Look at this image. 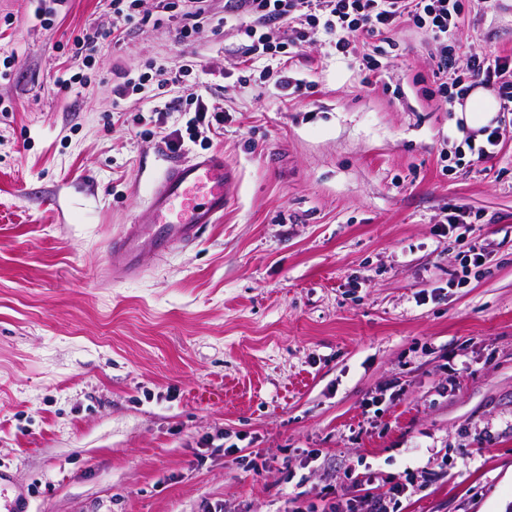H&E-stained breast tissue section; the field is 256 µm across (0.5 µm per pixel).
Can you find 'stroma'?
<instances>
[{
	"instance_id": "stroma-1",
	"label": "stroma",
	"mask_w": 512,
	"mask_h": 512,
	"mask_svg": "<svg viewBox=\"0 0 512 512\" xmlns=\"http://www.w3.org/2000/svg\"><path fill=\"white\" fill-rule=\"evenodd\" d=\"M462 4L458 60L512 56V0ZM41 5L0 0V469L31 512H347L408 474L399 512H512V112L473 160L410 22L373 71L378 38L303 44L284 68L305 86L283 89L241 80L224 0L190 42L157 0L117 42L107 0ZM87 56L88 84L59 88ZM188 60L168 98L223 73L224 125L174 154L189 113L112 87ZM214 151L242 178L222 223L113 278L147 185Z\"/></svg>"
}]
</instances>
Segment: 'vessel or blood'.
I'll return each instance as SVG.
<instances>
[{"label": "vessel or blood", "instance_id": "1", "mask_svg": "<svg viewBox=\"0 0 512 512\" xmlns=\"http://www.w3.org/2000/svg\"><path fill=\"white\" fill-rule=\"evenodd\" d=\"M239 179L238 170L217 152L170 164L147 194L152 225H130L112 239L111 255L124 260L121 274H141L174 247L193 244L202 227L222 220ZM146 237L152 242L148 249L142 246ZM0 512H29L27 494L4 472Z\"/></svg>", "mask_w": 512, "mask_h": 512}]
</instances>
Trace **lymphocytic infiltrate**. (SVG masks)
<instances>
[{
	"mask_svg": "<svg viewBox=\"0 0 512 512\" xmlns=\"http://www.w3.org/2000/svg\"><path fill=\"white\" fill-rule=\"evenodd\" d=\"M225 19L246 14L252 19L242 34L248 40L246 53L257 62L268 55L286 53L293 41H318L337 54H346L355 33L361 32L388 43V35L410 21L428 31L442 47L437 62V93L447 102L464 100L475 85L496 88L500 109L512 112V82L504 80L512 70V56H471L458 68L451 42L461 0H228ZM305 28L296 39L276 40L277 29L294 20Z\"/></svg>",
	"mask_w": 512,
	"mask_h": 512,
	"instance_id": "obj_1",
	"label": "lymphocytic infiltrate"
}]
</instances>
